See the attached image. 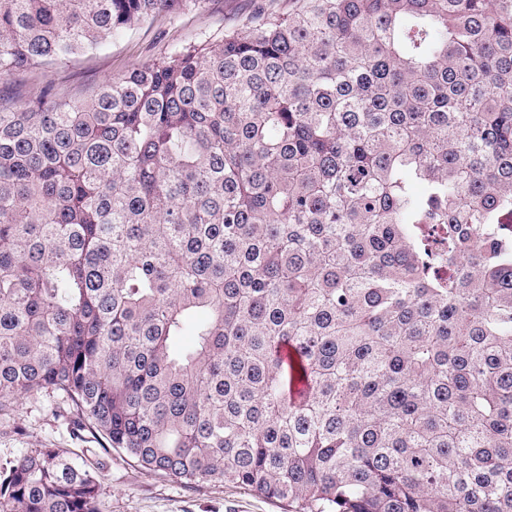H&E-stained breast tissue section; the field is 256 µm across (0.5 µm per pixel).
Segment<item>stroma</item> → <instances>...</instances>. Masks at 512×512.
I'll return each instance as SVG.
<instances>
[{"label":"stroma","instance_id":"stroma-1","mask_svg":"<svg viewBox=\"0 0 512 512\" xmlns=\"http://www.w3.org/2000/svg\"><path fill=\"white\" fill-rule=\"evenodd\" d=\"M267 3L207 0L204 8L187 11L176 20L147 22L122 39H106L97 50L64 60L48 72L15 75L0 82V95L23 106L35 102L50 82L60 96H88L106 79L160 62L174 48L197 47L223 36L243 16ZM55 407V399L44 393L20 399L10 415L0 418V458L13 456L21 448H59L79 457L84 449L105 447L104 438L88 432L74 438L64 420L55 417ZM99 479L100 512H283L279 502L241 488L213 482L186 486L175 478L144 470L115 450L106 455Z\"/></svg>","mask_w":512,"mask_h":512}]
</instances>
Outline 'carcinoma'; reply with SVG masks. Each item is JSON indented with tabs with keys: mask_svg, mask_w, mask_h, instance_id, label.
<instances>
[{
	"mask_svg": "<svg viewBox=\"0 0 512 512\" xmlns=\"http://www.w3.org/2000/svg\"><path fill=\"white\" fill-rule=\"evenodd\" d=\"M205 0H0V79ZM285 512H512V0H288L0 98V415ZM0 461V512L103 462Z\"/></svg>",
	"mask_w": 512,
	"mask_h": 512,
	"instance_id": "obj_1",
	"label": "carcinoma"
}]
</instances>
